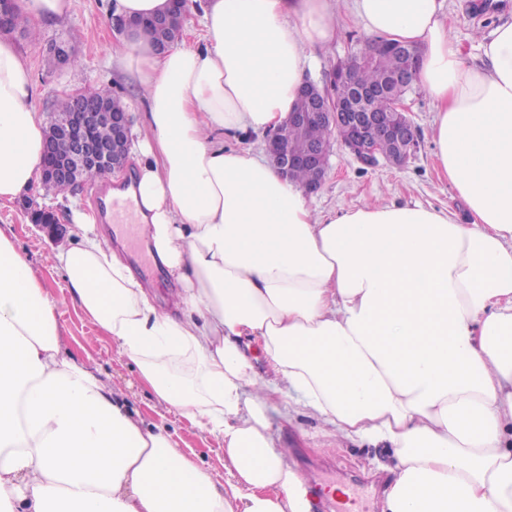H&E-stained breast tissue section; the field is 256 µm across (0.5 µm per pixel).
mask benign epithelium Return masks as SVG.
<instances>
[{
	"label": "benign epithelium",
	"instance_id": "1",
	"mask_svg": "<svg viewBox=\"0 0 512 512\" xmlns=\"http://www.w3.org/2000/svg\"><path fill=\"white\" fill-rule=\"evenodd\" d=\"M412 59V67L394 78L389 84L380 88L364 87L353 79V68L342 62L332 73L331 80L345 79L350 83L349 96L344 100L333 98L331 90L314 88L311 95L310 109L307 112H290L285 123L323 124L330 129L342 131L339 136L341 143L347 147L354 157L367 166H375L382 156L377 146L382 141L392 143L396 151L388 158V162L398 165L407 158L410 151L418 145V135L407 116V108L401 101V91L416 83L417 71L421 59L420 50L401 42H385ZM384 94L397 102L394 112H375L370 108L372 97ZM112 123V142H101L90 134L91 128L102 117ZM130 113L107 112L103 105L88 106L83 103L77 106L68 118L60 123L63 136L70 143V151L62 158H51L42 163L41 182L49 185L57 180H70L75 186L83 185L81 176L89 168L101 172L106 179L115 172L123 170L116 163L115 154L119 151L129 154ZM281 128L270 132L266 143V152L278 172L285 178L293 169L306 167L312 171L311 181L304 186L306 194L316 192L322 185L327 173V161L332 146V138L316 144L304 153L292 151L288 144L280 138ZM33 224L54 237L60 231V224L52 212L42 215L36 210L31 214Z\"/></svg>",
	"mask_w": 512,
	"mask_h": 512
}]
</instances>
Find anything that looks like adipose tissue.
Segmentation results:
<instances>
[{
  "label": "adipose tissue",
  "mask_w": 512,
  "mask_h": 512,
  "mask_svg": "<svg viewBox=\"0 0 512 512\" xmlns=\"http://www.w3.org/2000/svg\"><path fill=\"white\" fill-rule=\"evenodd\" d=\"M203 45L112 48L147 107L131 200L180 289L160 309L96 213L56 260L71 302L159 402L224 441L228 481L144 426L63 346L57 304L0 233V512H310L272 432L288 404L336 440L394 448L383 512H512V22L471 65L441 0H354L371 34L423 46L435 147L472 217L370 204L324 219L304 188L223 136L284 122L328 0H200ZM30 68L0 39V201L39 179ZM270 371L255 373L244 339Z\"/></svg>",
  "instance_id": "obj_1"
}]
</instances>
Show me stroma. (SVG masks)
Returning <instances> with one entry per match:
<instances>
[{"label": "stroma", "instance_id": "obj_1", "mask_svg": "<svg viewBox=\"0 0 512 512\" xmlns=\"http://www.w3.org/2000/svg\"><path fill=\"white\" fill-rule=\"evenodd\" d=\"M337 35L327 49L316 52L309 80L325 85L336 63L347 59L362 47L369 34L352 12V0H330ZM108 0H73L69 16L58 22H39L42 39L33 42L19 34L10 39L24 56L35 85L34 106L43 117H50L52 102L62 95L102 83L131 105V126L145 130V107L138 90L120 74L112 62V46L117 40L107 14ZM442 15L452 40L468 60L483 65L479 50L482 37L490 35L502 21L512 20V0H442ZM68 38L80 57L78 65L62 68L50 59L48 41ZM408 116L418 134V146L400 166L380 163L376 167L361 164L341 144H334L328 160L327 175L321 188L311 194L316 214L330 216L364 204L419 203L454 214L466 224L470 215L462 201L439 172L435 156L434 106L422 87H415L404 98ZM102 185H85L73 194L59 196L37 185L13 202L0 205V232L13 239L43 280L50 296L58 303L63 342L79 360L92 366L99 377L121 393L129 411L140 416L145 425L157 426L170 434L177 447L192 449L199 463L219 478H226L224 442L199 430L177 412L168 410L151 390L144 386L136 366L120 355L97 326L83 318L70 302L55 255L72 239V204L84 209L100 203ZM55 212L62 226L60 237L51 239L40 232L27 216L28 206ZM273 430L281 443L291 448L302 473H315L330 484L349 485L358 500L359 512H382L384 493L393 464V451L344 441L333 454L321 451L324 437L317 419L301 414H273Z\"/></svg>", "mask_w": 512, "mask_h": 512}]
</instances>
